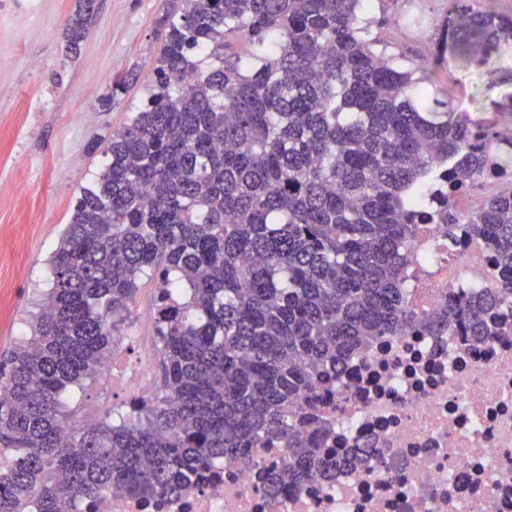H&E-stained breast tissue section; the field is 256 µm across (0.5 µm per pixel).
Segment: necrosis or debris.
<instances>
[{
    "label": "necrosis or debris",
    "instance_id": "obj_1",
    "mask_svg": "<svg viewBox=\"0 0 512 512\" xmlns=\"http://www.w3.org/2000/svg\"><path fill=\"white\" fill-rule=\"evenodd\" d=\"M406 296L417 313L439 310L449 292H473L494 276L482 242L449 241L442 224L421 225L407 255ZM498 332L474 344L460 330L387 336L353 357L323 394L327 447L373 448L371 470L346 467L332 483L310 481L270 497L261 487L280 448L250 462L225 459L208 481L150 507L112 490L78 512H512V309ZM155 337L138 359L113 355L102 376L133 399L152 396Z\"/></svg>",
    "mask_w": 512,
    "mask_h": 512
}]
</instances>
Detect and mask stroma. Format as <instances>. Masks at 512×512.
<instances>
[{"label":"stroma","instance_id":"35a3bbf8","mask_svg":"<svg viewBox=\"0 0 512 512\" xmlns=\"http://www.w3.org/2000/svg\"><path fill=\"white\" fill-rule=\"evenodd\" d=\"M0 0V350L28 338L37 303L52 286L49 264L81 189L106 161L97 148L129 124L146 98L160 53L157 21L166 0H97L81 52L67 57L61 38L75 0ZM447 0H375L363 16L387 54H426ZM139 79L110 110L98 97L128 72ZM432 98L472 119L512 102V60L493 77L462 75L455 61L431 74ZM83 416L127 404L121 388L99 380L72 392Z\"/></svg>","mask_w":512,"mask_h":512}]
</instances>
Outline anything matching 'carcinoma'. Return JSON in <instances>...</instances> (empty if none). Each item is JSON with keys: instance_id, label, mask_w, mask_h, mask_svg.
<instances>
[{"instance_id": "cac0c4a2", "label": "carcinoma", "mask_w": 512, "mask_h": 512, "mask_svg": "<svg viewBox=\"0 0 512 512\" xmlns=\"http://www.w3.org/2000/svg\"><path fill=\"white\" fill-rule=\"evenodd\" d=\"M169 2L153 93L77 197L32 335L0 356V512H76L114 488L159 502L273 445L286 454L268 493L326 480L353 455L325 454L319 389L351 357L413 327L483 342L512 306V187L467 214L451 201L512 164L498 113L430 104L427 68L377 48L366 0ZM93 4L68 19L70 54ZM229 33L259 67L227 52ZM508 48L512 16L448 0L434 60L479 71ZM434 223L486 242L497 273L420 316L405 252ZM144 278L156 393L81 419L63 395L99 379Z\"/></svg>"}]
</instances>
